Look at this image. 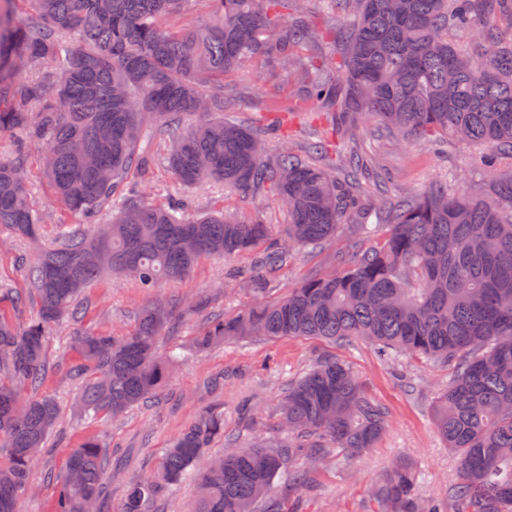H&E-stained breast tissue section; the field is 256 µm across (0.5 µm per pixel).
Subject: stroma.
<instances>
[{"instance_id": "1", "label": "stroma", "mask_w": 512, "mask_h": 512, "mask_svg": "<svg viewBox=\"0 0 512 512\" xmlns=\"http://www.w3.org/2000/svg\"><path fill=\"white\" fill-rule=\"evenodd\" d=\"M225 81L243 89V99L233 114L241 123L254 124L260 113L290 104L288 87L262 62H248ZM371 149L394 189L421 192L453 169L468 172L477 188H484L487 182L479 154L471 149L452 145L442 152L426 142H403L386 132L372 140ZM143 189L158 204L167 203L174 195L187 198L195 213L223 209L241 217L258 215L274 225L286 221L271 200L225 191L218 182L185 188L163 168ZM30 194L43 219L45 240H54L61 225L74 223V216L61 209L40 175L32 176ZM345 243L341 237L322 249L299 252L287 269L272 279L271 296L285 294L312 268H329L332 256ZM34 254L32 245L0 242V288L24 292L26 282L17 259ZM237 268L248 276L255 272L246 257L206 256L188 277L164 285L162 291L187 301L218 295L225 312L232 313L251 299L242 281L229 277ZM80 300L84 307L81 317L63 319L50 331L44 384L35 390L26 385L21 388L25 396H49L59 406L57 426L33 469L32 491L22 498L21 512H53L52 477L62 472L71 449L91 435L101 436L107 445L101 512H121L127 481L156 468L165 449L202 411H223L226 434L235 437L239 447H247L255 434L278 433V401L288 384L316 363L332 358L350 366L366 393L386 408V429L375 448L356 457L341 454L314 465L313 489L294 490L280 483L275 499L287 502L291 512H381L371 487L394 464L404 463L418 475L417 492L423 503L451 507L448 491L456 481L457 461L437 433L433 404L452 376V367L404 354L386 359L361 339L334 344L318 339L254 337L199 352L194 350L192 338L205 315L186 312L176 318L161 343L162 349L177 348L182 353L166 385L150 401L122 416L90 423L77 409L81 382L64 368L65 363L77 359L73 340L89 331L128 334L139 309L151 297L132 280L108 277L85 289Z\"/></svg>"}]
</instances>
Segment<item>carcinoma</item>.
I'll return each instance as SVG.
<instances>
[{
    "label": "carcinoma",
    "mask_w": 512,
    "mask_h": 512,
    "mask_svg": "<svg viewBox=\"0 0 512 512\" xmlns=\"http://www.w3.org/2000/svg\"><path fill=\"white\" fill-rule=\"evenodd\" d=\"M42 23L0 13V236L39 241L42 217L30 199L33 153L59 204L96 225L65 226L59 238L21 262L36 318H0V512H20L31 467L58 417L49 397L22 398L15 383L38 387L51 327L78 316L83 289L106 275L128 276L153 291L187 277L205 256L253 255L267 274L288 267L297 249H314L344 231L352 240L334 259L269 299V281H247L253 300L213 313L194 337L197 350L250 336L363 338L450 365L454 375L433 408L436 429L458 459L449 495L457 512H512V40L495 32L505 0H201L202 14L174 22L190 0H32ZM467 35L466 45L448 32ZM320 39L336 55L305 54ZM251 60L269 64L310 106L330 138L308 148L290 134L295 109L266 113V126L228 114L238 104L224 78ZM194 114V124L183 117ZM376 119L407 141L445 139L484 151L488 197L442 178L419 196L391 193L380 166L358 150L363 121ZM281 147L269 151L268 132ZM166 143L175 181L224 187L274 200L286 210L280 234L260 217L194 215L181 201L149 202L138 183L155 158L148 136ZM359 216L361 222L350 223ZM189 307L170 296L141 309L135 329L75 340L69 371L95 377L79 407L109 420L149 401L178 356L160 350L173 317ZM288 438L260 436L242 452L224 439V415L196 417L165 450L159 467L127 488L123 512H154L158 499L196 485L192 512H256L283 479L304 488L314 464L336 451L375 447L387 413L346 364L327 359L288 388L278 403ZM225 440L224 455L204 463ZM105 444L97 436L72 449L57 481L55 512L99 504ZM417 477L400 464L373 485L385 512H422Z\"/></svg>",
    "instance_id": "obj_1"
}]
</instances>
